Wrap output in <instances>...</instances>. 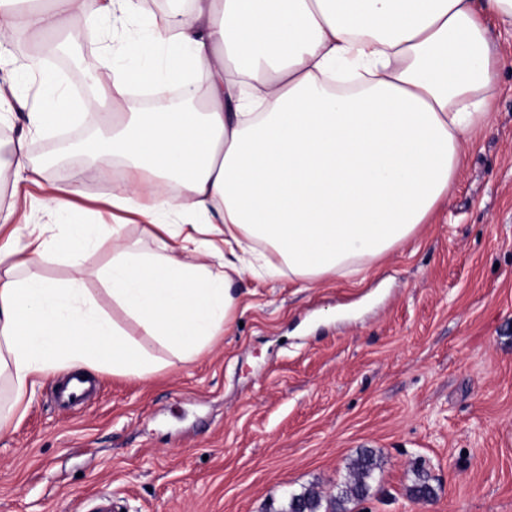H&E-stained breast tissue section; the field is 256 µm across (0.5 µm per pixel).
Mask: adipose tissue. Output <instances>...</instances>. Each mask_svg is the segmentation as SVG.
<instances>
[{"label":"adipose tissue","instance_id":"1","mask_svg":"<svg viewBox=\"0 0 512 512\" xmlns=\"http://www.w3.org/2000/svg\"><path fill=\"white\" fill-rule=\"evenodd\" d=\"M14 2L0 0V53L20 34L42 48L51 35L68 41L75 17L100 36L113 15L142 10V0ZM185 2L149 39L100 37L93 97L68 92L37 54L0 79V121L20 110L26 126L8 144L14 182L0 206V377L11 393L0 432L48 375L156 370L96 289L142 335L191 359L229 330L236 277L285 272L313 288L368 275L446 208L472 136L491 124L499 65L488 31L512 30V0ZM176 85L190 97L172 102ZM140 86L149 111L109 112ZM77 119L110 127L87 151L122 160L108 203L140 221L144 243L118 223H82L78 184L51 185L32 163L30 135ZM36 187L69 218L65 235L27 234ZM101 242L111 259L88 271ZM54 259L72 271L65 282L44 274Z\"/></svg>","mask_w":512,"mask_h":512}]
</instances>
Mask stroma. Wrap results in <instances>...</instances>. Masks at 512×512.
<instances>
[{"label":"stroma","mask_w":512,"mask_h":512,"mask_svg":"<svg viewBox=\"0 0 512 512\" xmlns=\"http://www.w3.org/2000/svg\"><path fill=\"white\" fill-rule=\"evenodd\" d=\"M79 39L62 75L85 94L98 45ZM490 128L476 134L448 207L375 261L362 286L330 277L235 279L229 332L175 360L113 306L99 305L159 365L146 378L85 368L86 402L58 404L41 380L0 435V512H281L317 487L338 495L371 450L370 490L347 512H512V32ZM122 179L86 171L77 204L108 224ZM435 491L410 497L417 469Z\"/></svg>","instance_id":"stroma-1"}]
</instances>
